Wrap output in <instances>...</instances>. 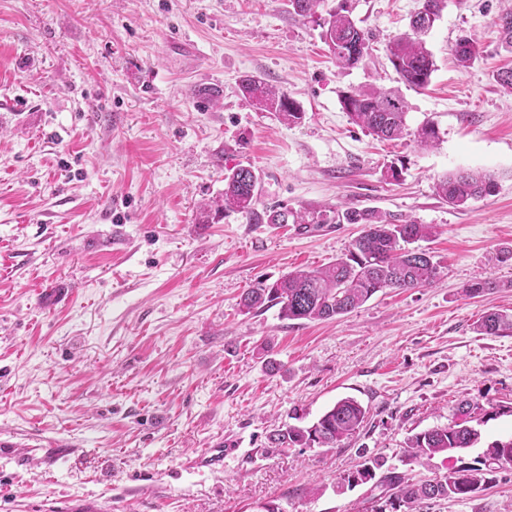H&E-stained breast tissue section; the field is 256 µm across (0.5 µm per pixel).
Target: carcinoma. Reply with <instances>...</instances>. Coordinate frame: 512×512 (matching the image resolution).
I'll use <instances>...</instances> for the list:
<instances>
[{
    "label": "carcinoma",
    "mask_w": 512,
    "mask_h": 512,
    "mask_svg": "<svg viewBox=\"0 0 512 512\" xmlns=\"http://www.w3.org/2000/svg\"><path fill=\"white\" fill-rule=\"evenodd\" d=\"M319 0H288L290 13L302 18L315 14ZM446 0H422L410 21V30L393 38L386 45V56L399 80L410 88L422 89L435 71L432 54L427 50L425 36L440 19ZM502 45L512 53V9L497 18ZM321 39L328 47L336 66L350 69L369 54V35L357 26L341 0L339 7L320 23ZM458 64L471 67L480 51L470 37L459 38L453 48ZM240 88L245 97L259 109L276 113L295 125L303 112L285 93L269 86L263 79L246 75ZM342 107L351 123L368 134L384 140L399 139L406 126L407 103L395 89L367 90L355 88L345 92ZM417 146L427 148L439 139L435 124L428 121L417 129ZM497 182L489 173L457 169L442 176L435 185L437 195L453 207H464L470 201L495 193ZM259 181L246 167L230 169L224 174V210L237 212L256 224H360L361 233L352 241L347 253L315 269L289 272L271 285L262 283L248 289L240 305L247 312L258 311L268 304L280 306L281 317L289 320L324 321L347 314L360 307L376 293L390 289L419 288L434 283L439 265L430 252L413 244L432 238L435 228L414 221L400 222L391 215L375 210L348 207L290 210L274 206L258 212ZM499 287L491 278H478L465 289L471 297ZM512 325V318L498 312L486 314L477 326L484 335H497ZM367 418V408L353 398H343L309 427L289 426L271 436L279 446L302 448H335L357 433ZM480 433L467 425V420L414 436L404 456L411 462L423 463L436 455L470 448ZM512 466V440L496 442L486 448L473 463L453 468L426 481H416L394 471L380 478V486L389 492L392 508L413 512L422 500L459 498L475 492L488 482L494 471L491 461ZM382 464L374 459L342 477L353 485L367 483L376 477Z\"/></svg>",
    "instance_id": "carcinoma-1"
}]
</instances>
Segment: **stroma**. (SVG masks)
<instances>
[{
  "mask_svg": "<svg viewBox=\"0 0 512 512\" xmlns=\"http://www.w3.org/2000/svg\"><path fill=\"white\" fill-rule=\"evenodd\" d=\"M339 2L304 19L288 0H0V512H58L71 497L106 512H378L375 482L339 484L364 460L427 480L512 438V328L475 330L485 312L512 315V260H498L512 250L504 5L447 0L418 90L400 86L385 46L419 0H347L372 36L349 70L320 38ZM464 36L481 51L467 69L452 54ZM247 75L284 90L301 122L253 105ZM361 87L400 88L401 139L350 122L341 96ZM428 121L439 140L422 150ZM238 166L258 175L261 210L351 206L435 225L422 247L438 280L326 321L241 312L246 289L334 260L362 227L205 213ZM459 168L494 174L495 193L449 206L435 183ZM481 275L500 289L468 296ZM346 397L368 418L339 447L270 443ZM465 403L479 441L406 462L408 438ZM218 442L223 472L191 467ZM53 445L50 465L40 451ZM415 512H512V466Z\"/></svg>",
  "mask_w": 512,
  "mask_h": 512,
  "instance_id": "35a3bbf8",
  "label": "stroma"
}]
</instances>
